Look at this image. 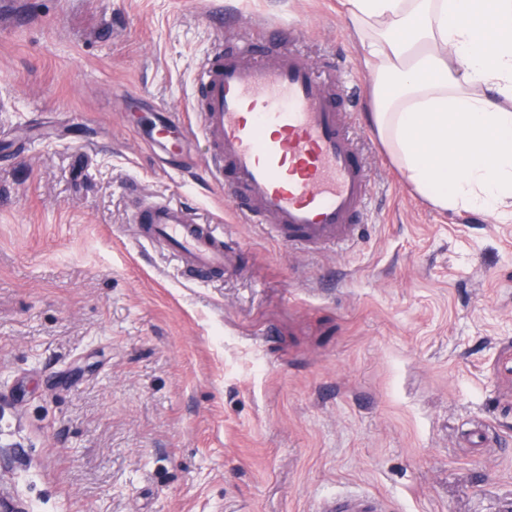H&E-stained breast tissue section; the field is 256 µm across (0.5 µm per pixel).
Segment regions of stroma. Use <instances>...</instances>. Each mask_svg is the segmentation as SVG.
Here are the masks:
<instances>
[{
  "instance_id": "1",
  "label": "stroma",
  "mask_w": 512,
  "mask_h": 512,
  "mask_svg": "<svg viewBox=\"0 0 512 512\" xmlns=\"http://www.w3.org/2000/svg\"><path fill=\"white\" fill-rule=\"evenodd\" d=\"M244 35L358 88L361 240L293 253L207 175L194 74ZM157 106L193 130L182 171L146 142ZM369 110L341 0H0V495L24 512H512V220L414 192ZM140 195L240 259L197 283L140 239Z\"/></svg>"
}]
</instances>
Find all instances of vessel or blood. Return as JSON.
<instances>
[{
    "instance_id": "vessel-or-blood-1",
    "label": "vessel or blood",
    "mask_w": 512,
    "mask_h": 512,
    "mask_svg": "<svg viewBox=\"0 0 512 512\" xmlns=\"http://www.w3.org/2000/svg\"><path fill=\"white\" fill-rule=\"evenodd\" d=\"M196 87L211 177L248 223L300 253L359 239L370 174L338 109L347 88L323 81L292 51L258 62L246 45L209 52ZM153 140L174 165L189 150L181 121L164 107L155 114ZM132 222L197 281L233 264L223 234L170 201L138 199Z\"/></svg>"
}]
</instances>
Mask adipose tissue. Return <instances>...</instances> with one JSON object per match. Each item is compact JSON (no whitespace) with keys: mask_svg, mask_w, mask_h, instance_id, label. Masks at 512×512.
I'll list each match as a JSON object with an SVG mask.
<instances>
[{"mask_svg":"<svg viewBox=\"0 0 512 512\" xmlns=\"http://www.w3.org/2000/svg\"><path fill=\"white\" fill-rule=\"evenodd\" d=\"M371 124L442 210L512 216V0H342Z\"/></svg>","mask_w":512,"mask_h":512,"instance_id":"adipose-tissue-1","label":"adipose tissue"}]
</instances>
